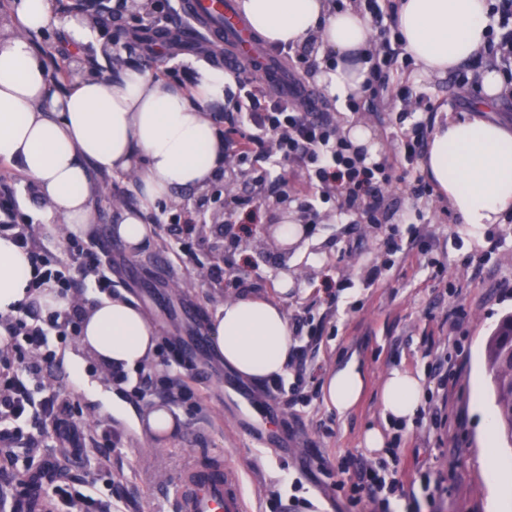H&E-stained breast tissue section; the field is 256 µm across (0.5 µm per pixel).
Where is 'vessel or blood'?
Wrapping results in <instances>:
<instances>
[{
	"label": "vessel or blood",
	"mask_w": 512,
	"mask_h": 512,
	"mask_svg": "<svg viewBox=\"0 0 512 512\" xmlns=\"http://www.w3.org/2000/svg\"><path fill=\"white\" fill-rule=\"evenodd\" d=\"M189 12L204 23L215 43L225 44L228 69L248 68L282 93L294 92L295 83L283 77L269 56L258 55L254 35L229 0H189ZM177 498L179 512H248L238 471L220 461L187 468L180 477Z\"/></svg>",
	"instance_id": "1"
}]
</instances>
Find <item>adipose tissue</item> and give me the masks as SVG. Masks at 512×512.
<instances>
[{"label": "adipose tissue", "mask_w": 512, "mask_h": 512, "mask_svg": "<svg viewBox=\"0 0 512 512\" xmlns=\"http://www.w3.org/2000/svg\"><path fill=\"white\" fill-rule=\"evenodd\" d=\"M238 13L266 42L291 49L314 46L336 64L318 80L339 102L363 94L370 76L372 31L355 8L341 12L327 0H236ZM488 0H398L402 49L422 77L443 76L469 65L487 44ZM64 27L69 41L90 42L97 24L89 16L58 19L54 0H12L0 19V161L36 184L40 218L49 233L91 230V174L133 175L139 202L117 211L111 232L137 253L152 227L145 221L183 190H206L224 169V140L211 118L234 83L222 70L199 63L190 86L153 80L122 67L109 80L80 77L58 89L33 35ZM497 72L484 68L470 114L436 130L422 159L424 172L471 228L496 223L512 209V126L486 119L503 93ZM31 266L10 234L0 235V316L23 301L42 310L70 308L74 299L54 284L28 288ZM158 333L130 300L100 298L82 315L80 344L102 364L125 370L156 349ZM213 346L225 365L254 384L279 378L292 331L279 302L253 295L225 301L210 320ZM364 388L357 363L330 372L323 399L337 412L355 406ZM419 375L393 369L382 392L386 424L412 423L423 399Z\"/></svg>", "instance_id": "obj_1"}]
</instances>
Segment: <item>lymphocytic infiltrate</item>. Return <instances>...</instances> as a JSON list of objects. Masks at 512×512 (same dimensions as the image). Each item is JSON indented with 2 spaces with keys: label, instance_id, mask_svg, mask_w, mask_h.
<instances>
[{
  "label": "lymphocytic infiltrate",
  "instance_id": "1",
  "mask_svg": "<svg viewBox=\"0 0 512 512\" xmlns=\"http://www.w3.org/2000/svg\"><path fill=\"white\" fill-rule=\"evenodd\" d=\"M365 15L381 42V49L371 56V78L368 91H376L385 83L398 63V53L393 42L401 41L397 30L396 12L383 0H365ZM237 92L234 111L225 113L230 127L224 136L225 154L234 156L239 164L252 166L266 155V138L276 140V162L280 165L297 163L304 167L312 184L306 195L304 207L310 214H317L320 203L336 201L341 213L363 211L367 222L380 221L382 190L395 182L407 184L412 194H430L431 186L418 172V162L428 148L431 132L429 118L417 117L404 128L398 139L399 158H372L355 149L342 134L336 121L321 112H307L301 106L288 102L270 91L257 89L252 80L235 75ZM0 229L14 234L15 242L28 253L34 276L32 285L41 288L48 283L60 285L63 292H81L86 288V273H95L94 286L99 292L112 290V279L102 268L97 253L74 249L65 244L61 253L35 244L24 217L11 204L0 206ZM21 315L10 322L8 333L22 338L24 348L31 352L28 362L0 378V441L9 444L24 443L34 448L39 444L35 436H21L17 425L25 421L30 408L42 411L54 409L53 397L35 401L39 381L49 371L55 360L51 348L54 336H65L67 331L78 329L81 315L77 309L54 311L44 324L28 322L33 306L20 304ZM48 508H69L70 512H112V506L102 503L93 485L76 489L69 484H58L49 489Z\"/></svg>",
  "mask_w": 512,
  "mask_h": 512
}]
</instances>
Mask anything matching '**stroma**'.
<instances>
[{
    "label": "stroma",
    "instance_id": "stroma-1",
    "mask_svg": "<svg viewBox=\"0 0 512 512\" xmlns=\"http://www.w3.org/2000/svg\"><path fill=\"white\" fill-rule=\"evenodd\" d=\"M135 57L150 77L190 82L195 61L223 63L212 43L184 44L177 57L138 51ZM289 79L316 93L325 112L343 131L357 124L372 133L379 152L394 155L398 113L418 109V97L434 104L433 121L444 111L462 112L479 73L472 68L445 77L415 79L413 66L399 65L377 95H363L360 111L331 101L316 77L320 66L299 71L292 60L277 58ZM412 87L414 98L398 95ZM102 194L94 203L95 224L80 236L83 248L107 247L116 293L128 296L159 332L157 349L143 366L117 370L89 354L73 365L78 339L55 340L56 360L45 384L60 400L74 404L68 421L88 433L108 431L115 446L109 457L88 458L84 441L49 437L32 449L48 474L67 483L96 482L101 495L116 494L114 512H179L174 489L182 472L196 461L213 458L240 472L254 512H347L362 465L377 466L380 456L362 442L366 426L383 428L387 448L396 450L400 469L393 501L405 512H512V494L498 510L490 508L484 480L485 459L472 397L494 405V387L485 347L499 322L512 314V210L499 223L484 225L475 244L463 222L449 223L452 210L439 193L415 198L397 186L383 194L387 219L382 224L340 223L335 203L319 207L317 224L308 226L298 251L289 252L288 272L276 270L269 257L278 252L265 225L274 223L275 200L263 207L260 223L224 246L214 224L201 221L200 198L179 193L153 218V235L131 256L111 233V200L136 201L128 180L100 176ZM0 191L9 194L28 217L33 238L61 246L65 237L46 233L38 218L32 180L15 166L0 162ZM192 219V234L180 232ZM399 226L402 249L388 251L385 241ZM382 276L370 281L369 271ZM252 293L283 304L293 335L304 348L289 357L286 372L274 385L244 381L225 367L208 338L207 324L224 301ZM182 351L186 365L179 385L165 383L167 363ZM447 358L451 384L445 395L425 399L411 424L382 425L381 387L395 368L430 377L431 366ZM364 371L359 402L346 414L329 407L322 394L325 374L350 359ZM161 406L175 428L156 442L139 430L135 414ZM430 473L440 483L433 502H425L408 468Z\"/></svg>",
    "mask_w": 512,
    "mask_h": 512
}]
</instances>
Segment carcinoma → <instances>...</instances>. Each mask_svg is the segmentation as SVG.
Wrapping results in <instances>:
<instances>
[{
  "instance_id": "1",
  "label": "carcinoma",
  "mask_w": 512,
  "mask_h": 512,
  "mask_svg": "<svg viewBox=\"0 0 512 512\" xmlns=\"http://www.w3.org/2000/svg\"><path fill=\"white\" fill-rule=\"evenodd\" d=\"M487 363L494 384L497 418L512 446V315L503 319L487 343Z\"/></svg>"
}]
</instances>
